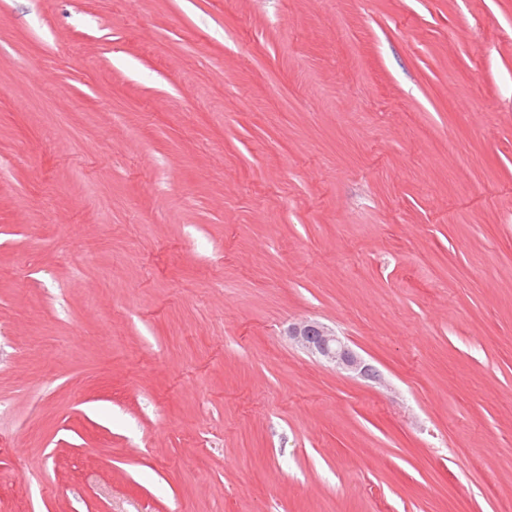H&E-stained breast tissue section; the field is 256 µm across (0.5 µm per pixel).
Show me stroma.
I'll use <instances>...</instances> for the list:
<instances>
[{
	"instance_id": "35a3bbf8",
	"label": "stroma",
	"mask_w": 512,
	"mask_h": 512,
	"mask_svg": "<svg viewBox=\"0 0 512 512\" xmlns=\"http://www.w3.org/2000/svg\"><path fill=\"white\" fill-rule=\"evenodd\" d=\"M0 88V512H512V0H0ZM288 335L304 351L318 356L336 369L364 378L377 379L376 370L367 364L333 329L315 321L293 324Z\"/></svg>"
}]
</instances>
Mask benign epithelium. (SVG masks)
Returning <instances> with one entry per match:
<instances>
[{
  "label": "benign epithelium",
  "instance_id": "1",
  "mask_svg": "<svg viewBox=\"0 0 512 512\" xmlns=\"http://www.w3.org/2000/svg\"><path fill=\"white\" fill-rule=\"evenodd\" d=\"M288 335L304 351L325 363L364 378L376 379V370L367 364L333 329L315 321H303L289 327Z\"/></svg>",
  "mask_w": 512,
  "mask_h": 512
}]
</instances>
